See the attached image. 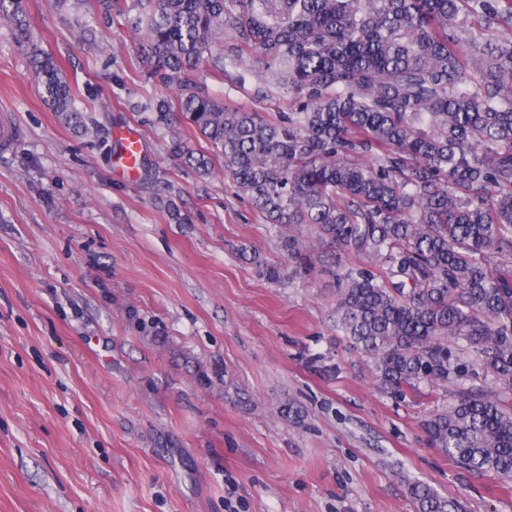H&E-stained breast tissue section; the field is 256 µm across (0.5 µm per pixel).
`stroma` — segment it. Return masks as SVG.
Here are the masks:
<instances>
[{"instance_id":"1","label":"stroma","mask_w":512,"mask_h":512,"mask_svg":"<svg viewBox=\"0 0 512 512\" xmlns=\"http://www.w3.org/2000/svg\"><path fill=\"white\" fill-rule=\"evenodd\" d=\"M91 0H24L42 51L84 116L43 102L0 21V109L20 134L0 153V512H416L408 484L463 512H512V480L469 471L427 442L449 392L403 400L334 335L321 269L273 284L279 241L215 159L199 177L169 153L207 143L156 120L165 97L142 38ZM205 64L194 81L227 107L276 120L293 100L264 78ZM142 164L123 173L120 131ZM327 355L319 363L317 355ZM293 402L296 423L280 408Z\"/></svg>"}]
</instances>
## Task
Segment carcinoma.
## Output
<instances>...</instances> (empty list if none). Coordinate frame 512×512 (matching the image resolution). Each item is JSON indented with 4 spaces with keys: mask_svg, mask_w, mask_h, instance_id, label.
I'll list each match as a JSON object with an SVG mask.
<instances>
[{
    "mask_svg": "<svg viewBox=\"0 0 512 512\" xmlns=\"http://www.w3.org/2000/svg\"><path fill=\"white\" fill-rule=\"evenodd\" d=\"M152 77L211 147L174 154L202 176L214 157L281 242L285 265L242 244L271 282L322 257L336 288L337 335L373 361L394 398L453 387L423 424L431 445L479 473L512 479V0H136ZM44 102L80 123L70 84L41 52L23 0H0ZM239 81L253 58L298 103L279 120L224 107L187 75ZM417 512H461L408 484Z\"/></svg>",
    "mask_w": 512,
    "mask_h": 512,
    "instance_id": "1",
    "label": "carcinoma"
}]
</instances>
